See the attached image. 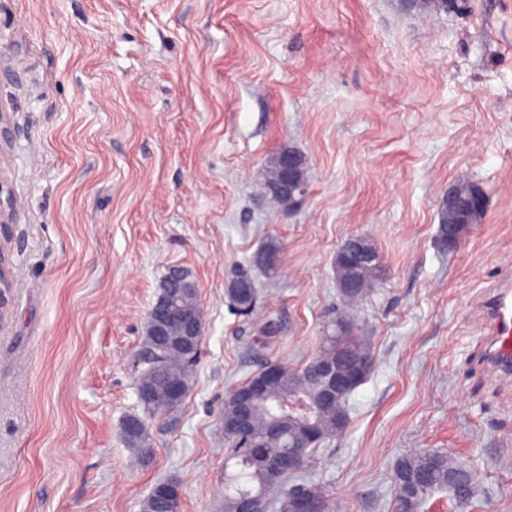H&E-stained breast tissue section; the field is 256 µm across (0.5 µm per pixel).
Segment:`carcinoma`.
<instances>
[{"label":"carcinoma","instance_id":"obj_1","mask_svg":"<svg viewBox=\"0 0 512 512\" xmlns=\"http://www.w3.org/2000/svg\"><path fill=\"white\" fill-rule=\"evenodd\" d=\"M280 246L274 241L266 242L252 263L267 276L279 273ZM382 276V267L368 265L361 270L363 287L350 290L344 287L346 276L344 266L336 264V279L343 300L352 305L361 300ZM251 279L249 272L241 269L235 273L225 288L229 300L240 309L251 311L255 308L258 293L256 288L239 287L240 280ZM199 348L188 346L179 353H168L165 359L154 366L147 364L137 388H146V395L138 398L143 416L136 417L138 429L125 430L127 444L144 458L153 453V439L146 418L157 417L178 406V402L167 396V387L180 381L190 387L191 371ZM347 354L361 364L362 378H367L373 369V354L368 341L357 334L354 320L339 314L332 320L330 328L322 336L321 346L315 356L301 369L279 365L278 382L259 394L255 409L241 425L238 418L236 398L231 396L224 404V439L230 446L228 460L234 470L224 474L223 512H240L242 503L249 498H266V494L280 484L285 475L275 467L273 456L286 453L294 443L302 419L284 409L281 401L290 396L309 399L316 387L314 368L318 360ZM349 395L337 397L336 406L329 411L315 412L311 417L316 442L306 451L311 459L314 450L325 440L344 431L348 423L347 400ZM255 440L269 449L265 457H249L239 450L240 440ZM469 472L444 452H416L400 456L393 464V479L399 512H417L423 498L431 491H446L459 504L470 501L476 487L455 493L452 484ZM302 494L314 501L321 512H330V504L321 490L305 483L294 484L284 493L280 512H298L296 496Z\"/></svg>","mask_w":512,"mask_h":512}]
</instances>
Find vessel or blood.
I'll return each mask as SVG.
<instances>
[{"instance_id": "b4317fda", "label": "vessel or blood", "mask_w": 512, "mask_h": 512, "mask_svg": "<svg viewBox=\"0 0 512 512\" xmlns=\"http://www.w3.org/2000/svg\"><path fill=\"white\" fill-rule=\"evenodd\" d=\"M481 359L501 381L512 384V263H504L497 278L478 301Z\"/></svg>"}]
</instances>
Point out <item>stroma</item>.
<instances>
[{"label": "stroma", "mask_w": 512, "mask_h": 512, "mask_svg": "<svg viewBox=\"0 0 512 512\" xmlns=\"http://www.w3.org/2000/svg\"><path fill=\"white\" fill-rule=\"evenodd\" d=\"M0 180L15 286L0 309V512H142L178 483L182 512H222L224 402L273 362L297 368L343 307L336 250L369 237L384 274L350 311L374 367L349 424L314 454L335 512H398L396 458L443 451L474 498L418 512H512V390L479 359L471 305L512 260V0H0ZM289 144L309 197L284 213L261 174ZM480 183L484 223L436 237L449 184ZM250 315L224 290L259 245ZM197 285L190 390L139 406L148 315L169 267ZM279 255L280 246L276 241L271 239L255 253L252 263L268 277H275L280 269Z\"/></svg>", "instance_id": "1"}]
</instances>
